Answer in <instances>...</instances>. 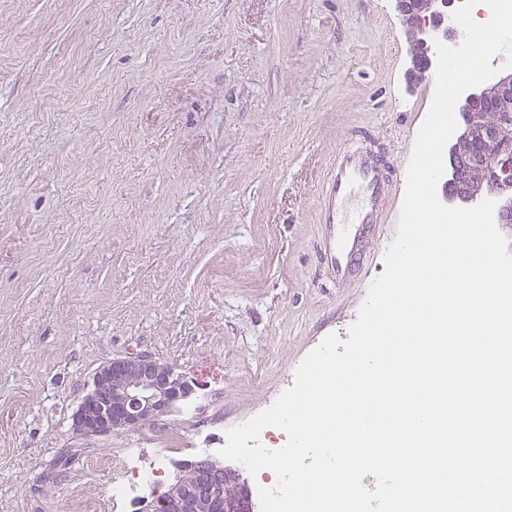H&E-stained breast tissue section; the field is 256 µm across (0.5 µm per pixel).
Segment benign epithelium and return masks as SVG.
Here are the masks:
<instances>
[{
	"label": "benign epithelium",
	"mask_w": 512,
	"mask_h": 512,
	"mask_svg": "<svg viewBox=\"0 0 512 512\" xmlns=\"http://www.w3.org/2000/svg\"><path fill=\"white\" fill-rule=\"evenodd\" d=\"M411 35L413 77L437 62L435 41L451 44L448 24L452 0H395ZM496 109L491 118L475 104ZM462 122L448 149V183H461L450 201L473 204L499 195L500 223L512 224V69L465 91L458 101ZM197 384L172 364L145 353L116 357L93 377L72 417L76 435L86 439L112 436L135 428L159 427L182 403L192 399ZM240 473L212 455L197 459L176 476L146 512H252L240 492Z\"/></svg>",
	"instance_id": "benign-epithelium-1"
}]
</instances>
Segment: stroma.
<instances>
[{
	"label": "stroma",
	"mask_w": 512,
	"mask_h": 512,
	"mask_svg": "<svg viewBox=\"0 0 512 512\" xmlns=\"http://www.w3.org/2000/svg\"><path fill=\"white\" fill-rule=\"evenodd\" d=\"M394 0H0V512H113L123 449L218 443L347 338L385 270L317 242L337 150L406 172L435 90ZM143 352L197 383L165 428L72 431L96 370Z\"/></svg>",
	"instance_id": "35a3bbf8"
}]
</instances>
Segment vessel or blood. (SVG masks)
<instances>
[{"label": "vessel or blood", "mask_w": 512, "mask_h": 512, "mask_svg": "<svg viewBox=\"0 0 512 512\" xmlns=\"http://www.w3.org/2000/svg\"><path fill=\"white\" fill-rule=\"evenodd\" d=\"M394 175L370 147L350 144L336 153V165L318 196L324 227L320 253L336 282L355 272L364 237L382 223Z\"/></svg>", "instance_id": "obj_1"}]
</instances>
